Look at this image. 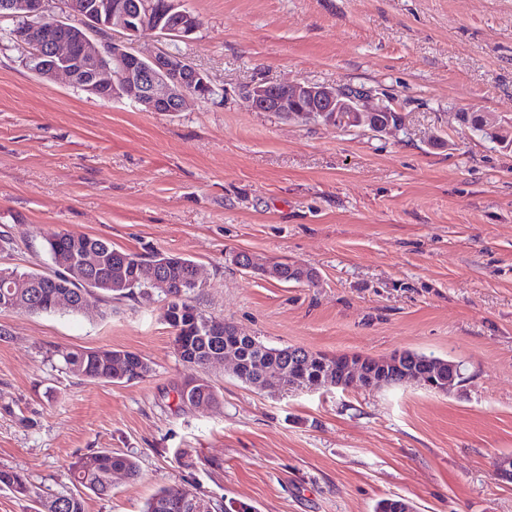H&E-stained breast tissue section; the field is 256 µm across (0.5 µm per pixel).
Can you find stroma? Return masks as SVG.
<instances>
[{"label": "stroma", "instance_id": "35a3bbf8", "mask_svg": "<svg viewBox=\"0 0 512 512\" xmlns=\"http://www.w3.org/2000/svg\"><path fill=\"white\" fill-rule=\"evenodd\" d=\"M184 46L214 99L146 112L46 84L0 30V267L46 271L45 238L78 232L128 252L193 259L197 305L269 347L373 358L412 350L462 363L448 393L400 385L261 390L225 365L183 364L164 295L80 313H0V467L50 496L74 457L109 449L86 512H141L191 484L258 512H512V148L461 112L512 121V0H182ZM373 90L399 128L376 133L253 111L255 81ZM314 269L281 283L234 253ZM57 347L142 354L129 383L76 375ZM219 395L179 407L188 380Z\"/></svg>", "mask_w": 512, "mask_h": 512}]
</instances>
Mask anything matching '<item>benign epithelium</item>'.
<instances>
[{
	"mask_svg": "<svg viewBox=\"0 0 512 512\" xmlns=\"http://www.w3.org/2000/svg\"><path fill=\"white\" fill-rule=\"evenodd\" d=\"M173 11L178 15V39L191 40L197 31L195 17L186 9L175 10L168 0L146 17L132 0H100L91 6L74 0H0V17L25 20L12 37L27 48L26 64L32 72L47 81L62 77L105 101L127 98L146 112H181L188 101L215 91L209 76L188 56L164 50L144 57L133 50V41L144 35L160 38L168 32L166 18ZM104 15L111 28L122 31L124 40L112 41L102 50L96 38ZM244 95L256 112H278L294 121L306 114L329 126H349L357 113L392 111L388 105L373 104L370 91L351 94L334 85L298 80L255 82L244 88ZM102 262L99 249L75 250L70 257L93 284L100 283L96 271ZM150 284L164 292L171 288L161 265H152Z\"/></svg>",
	"mask_w": 512,
	"mask_h": 512,
	"instance_id": "7a95c632",
	"label": "benign epithelium"
}]
</instances>
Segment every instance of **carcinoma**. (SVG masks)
Segmentation results:
<instances>
[{
    "mask_svg": "<svg viewBox=\"0 0 512 512\" xmlns=\"http://www.w3.org/2000/svg\"><path fill=\"white\" fill-rule=\"evenodd\" d=\"M459 121L491 141H504L512 144V122L500 126L490 133L485 130L486 116L480 112H461ZM49 255L67 257L75 248L99 247L103 244L115 251L112 243L82 233L54 232L46 238ZM167 263L165 271L170 277L172 288L166 294L164 318H173L169 325L174 330L173 347L180 361L192 367H202L224 357V351L236 353L240 367L235 371L236 379L243 383L258 385L259 378L268 374H278L286 384L299 387H317L326 379L341 380L344 368L335 366L330 370L324 367L321 353H313L301 346L268 347L258 338L239 334L236 327L222 318L209 316L193 304L192 295L199 289L193 281L194 260L185 256L152 253L142 255L123 252V257H115L112 263L102 265L98 270L101 278H110L120 283L137 282L133 288H102L98 301L122 298H144L151 295L148 271L157 260ZM280 268L279 281L312 283L316 273L308 268L277 262ZM22 287L13 289L26 313L80 312L81 307L56 305L54 298L59 293H68L80 301V296L90 292L82 272L71 267L53 266L50 273L24 271L18 274ZM112 357L96 350H71L55 348L52 356L63 363L68 370L84 377L111 383L130 382L146 377L151 365L144 356L126 350H110ZM401 368H392L390 382L401 381L404 372L416 371L423 379L436 384H448V367L440 365V358L415 351H405ZM179 402L191 407L209 409L219 403V396L213 386L205 381L192 379L178 391ZM122 471L125 477L135 480L140 469L137 461L128 455L109 450L90 452L75 457L68 471L74 490L58 494L50 499H42L19 472L10 468H0V488H7L18 496L40 505L37 512H85L82 491L88 490L103 498L112 492V474ZM144 512H256L247 502L231 500L225 505L214 503L197 489L186 485L165 487L153 495L145 504ZM373 512H415V507L402 498L378 500Z\"/></svg>",
    "mask_w": 512,
    "mask_h": 512,
    "instance_id": "carcinoma-1",
    "label": "carcinoma"
}]
</instances>
